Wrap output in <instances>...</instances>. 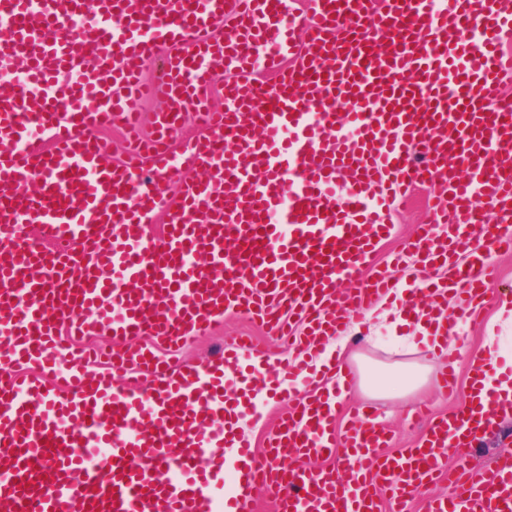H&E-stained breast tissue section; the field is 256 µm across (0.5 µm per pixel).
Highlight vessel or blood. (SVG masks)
Listing matches in <instances>:
<instances>
[{
	"mask_svg": "<svg viewBox=\"0 0 512 512\" xmlns=\"http://www.w3.org/2000/svg\"><path fill=\"white\" fill-rule=\"evenodd\" d=\"M509 38L512 0H309L304 15L294 0H0V512H253L257 486L275 512H381L384 489L406 512L443 474L454 495L424 512H512L511 453L445 464L490 425L469 407L430 417L395 455L364 408L340 429L333 394L313 391L290 399L263 449L224 457L237 386L273 387L305 363H249V336L206 366L157 350L230 309L273 334L293 315L310 336L340 331L392 292L359 269L414 184L439 194L410 247L455 256L478 314L488 253H512ZM147 96L167 107L144 138ZM193 111L205 131L173 153L168 132ZM115 126L131 148L109 166L101 132ZM343 278L356 282L344 294ZM96 332L151 342L94 372L78 341ZM335 456L342 468L305 464Z\"/></svg>",
	"mask_w": 512,
	"mask_h": 512,
	"instance_id": "vessel-or-blood-1",
	"label": "vessel or blood"
}]
</instances>
